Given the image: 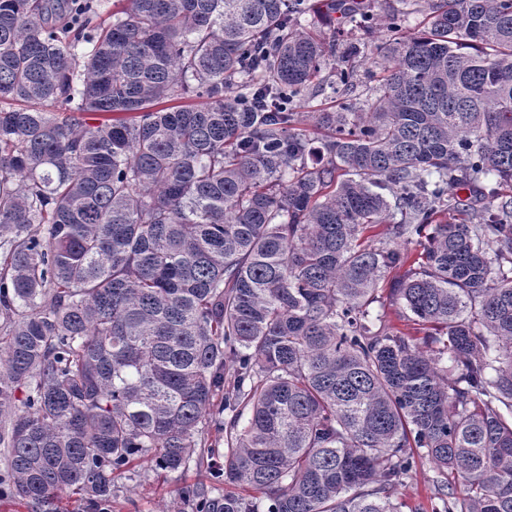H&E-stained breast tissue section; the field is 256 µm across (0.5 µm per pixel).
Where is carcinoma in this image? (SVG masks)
I'll list each match as a JSON object with an SVG mask.
<instances>
[{
	"label": "carcinoma",
	"instance_id": "obj_1",
	"mask_svg": "<svg viewBox=\"0 0 512 512\" xmlns=\"http://www.w3.org/2000/svg\"><path fill=\"white\" fill-rule=\"evenodd\" d=\"M117 2L0 0V497L217 426L195 512H402L419 460L433 512H512V0H399L359 102L306 0ZM338 72L337 67L334 69V65L329 64V62L323 65L322 77L324 81L311 87L305 99L295 109V112H299L301 120V124L298 127L311 128V115L337 104L338 95L334 94L333 86L336 87V92L341 87Z\"/></svg>",
	"mask_w": 512,
	"mask_h": 512
}]
</instances>
